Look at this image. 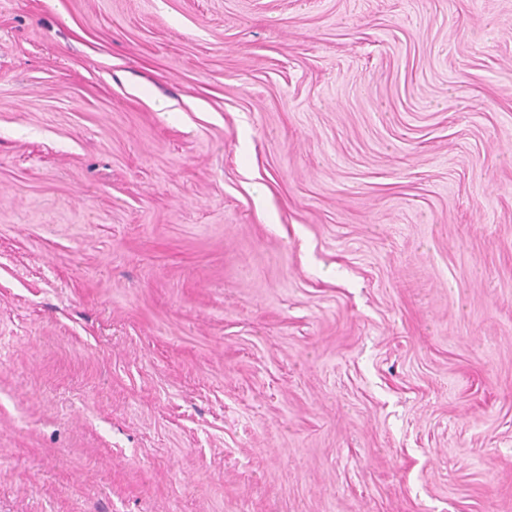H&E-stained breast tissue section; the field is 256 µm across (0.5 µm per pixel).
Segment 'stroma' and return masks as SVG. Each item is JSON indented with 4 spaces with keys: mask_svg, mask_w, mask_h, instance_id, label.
<instances>
[{
    "mask_svg": "<svg viewBox=\"0 0 512 512\" xmlns=\"http://www.w3.org/2000/svg\"><path fill=\"white\" fill-rule=\"evenodd\" d=\"M0 512H512V0H0Z\"/></svg>",
    "mask_w": 512,
    "mask_h": 512,
    "instance_id": "obj_1",
    "label": "stroma"
}]
</instances>
